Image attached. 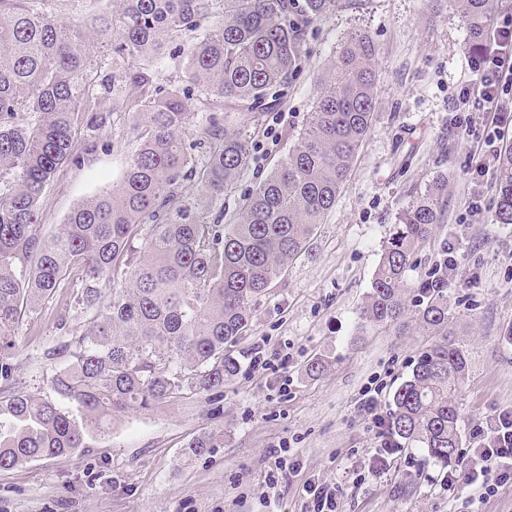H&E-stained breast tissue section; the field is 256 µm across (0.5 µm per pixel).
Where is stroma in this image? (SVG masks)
<instances>
[{
  "label": "stroma",
  "instance_id": "obj_1",
  "mask_svg": "<svg viewBox=\"0 0 512 512\" xmlns=\"http://www.w3.org/2000/svg\"><path fill=\"white\" fill-rule=\"evenodd\" d=\"M296 4L308 22V53L261 122L235 112L237 124L256 131L250 165L224 197L225 216L285 157L308 120L322 70L356 31L377 49L374 119L334 208L237 344L240 372L223 389L128 410L110 433L69 456L0 471V512H305L302 485L317 478L342 488L344 512H462L421 449L378 459L373 424L357 409L363 391L377 388L379 411L388 414L425 336L359 331L356 312L399 213L447 172V221L418 252L410 277L431 271L444 243H455L448 299L471 348L462 429L512 407V224L495 221V169L482 178L480 221L468 223L466 152L455 135L454 102L473 79L466 27L453 0H336L313 21L306 0ZM90 51L97 66L89 82L109 113V145L94 149L80 136L83 163L65 165L41 205L39 223L50 233L78 203L121 180L135 146V103L113 102L109 91L118 70L112 51L98 43ZM80 322L64 291L23 319L10 350L20 364L18 391L50 394L45 354ZM258 355L266 365H255ZM318 356L329 367L309 376ZM203 433L217 437V448L186 455ZM283 459L298 461L297 472L285 475Z\"/></svg>",
  "mask_w": 512,
  "mask_h": 512
}]
</instances>
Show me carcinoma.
I'll use <instances>...</instances> for the list:
<instances>
[{"instance_id":"1","label":"carcinoma","mask_w":512,"mask_h":512,"mask_svg":"<svg viewBox=\"0 0 512 512\" xmlns=\"http://www.w3.org/2000/svg\"><path fill=\"white\" fill-rule=\"evenodd\" d=\"M307 2L315 19L336 7ZM491 2L456 0L474 47ZM295 15L294 0H117L112 22L92 34L112 58L145 61L112 76V95L140 99L137 145L119 183L44 235L38 217L50 182L75 160L79 129L105 128L108 113L81 111L97 65L89 34L61 21L50 0H0V471L66 456L131 408L220 389L238 374L233 347L335 205L373 120L376 50L356 32L320 77L288 155L243 197L232 223L211 222V207L248 168L254 131L220 121L210 98L259 122L268 92L306 51V22ZM194 32L184 78L207 99L192 108L187 91L159 84L153 62ZM187 179L199 187L190 201L180 192ZM495 197L497 223L512 224V147L499 159ZM447 205L441 172L400 213L357 311L361 330L429 336L393 392L387 423L443 471L459 461L469 344L448 301V260L415 284L409 272ZM62 290L84 324L51 352L57 398L15 392L18 366L6 354L14 330ZM214 447L201 434L186 450L196 457Z\"/></svg>"}]
</instances>
